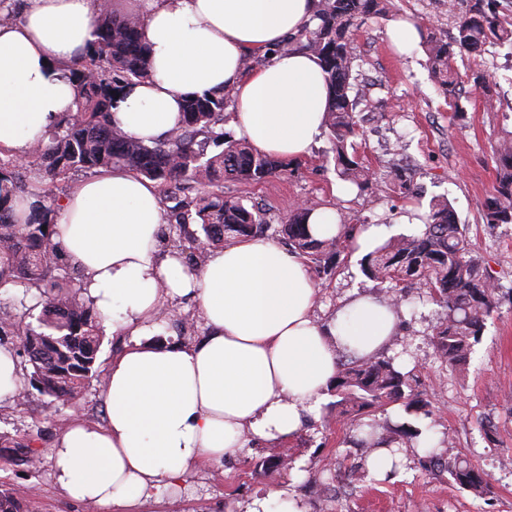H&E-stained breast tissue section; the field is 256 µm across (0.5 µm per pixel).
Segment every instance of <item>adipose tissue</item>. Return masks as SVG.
Instances as JSON below:
<instances>
[{"label":"adipose tissue","instance_id":"obj_1","mask_svg":"<svg viewBox=\"0 0 512 512\" xmlns=\"http://www.w3.org/2000/svg\"><path fill=\"white\" fill-rule=\"evenodd\" d=\"M0 24V147L24 157L76 112V63L95 40L101 0H14ZM317 0H125L142 20L149 79L117 93L110 123L145 143L179 127L187 96L232 89L231 124L255 150L306 159L328 90L308 53L287 48ZM265 65L245 72L249 54ZM153 182L103 168L55 209L52 240L82 275L104 328L128 336L109 368L104 423L77 420L51 450L71 500L128 508L220 468L247 442L287 441L319 418L343 355L368 357L397 336L394 306L350 299L322 320L303 257L271 238H240L190 267L164 244ZM193 300L207 332L165 338L176 302Z\"/></svg>","mask_w":512,"mask_h":512}]
</instances>
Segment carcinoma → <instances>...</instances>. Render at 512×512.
Wrapping results in <instances>:
<instances>
[{"instance_id":"cac0c4a2","label":"carcinoma","mask_w":512,"mask_h":512,"mask_svg":"<svg viewBox=\"0 0 512 512\" xmlns=\"http://www.w3.org/2000/svg\"><path fill=\"white\" fill-rule=\"evenodd\" d=\"M455 10V33L443 39L429 28L416 26L428 56L432 80L460 110L456 56L486 47L512 49V13L490 10L494 0H465ZM391 0H319L315 23L305 25L289 39L313 54L329 89L324 127L341 179L359 191L373 186V174L360 159L353 138L358 135L356 107L366 101L351 95L356 81L355 35L365 21L390 12ZM93 49L74 72L78 83L79 112L64 119L46 145L33 147L23 159L0 148V251L10 256L0 269V286L36 289V305L19 298L0 306V342L16 339L17 356L30 366L28 386L50 398L56 407L71 404L96 377L99 317L81 292L80 272L57 256L50 218L53 206L69 188L71 175L118 167L156 182L170 216L165 239L192 267L202 265L206 248L242 237L280 236L288 249L305 258L311 271L330 279L353 252L352 241L360 225L345 210L337 209L342 234L325 240L308 232L310 215L320 203L311 200L288 212L271 229L267 210L237 196L224 195V182L260 184L286 176L292 163L255 151L247 142L224 136V110L232 102L231 90L193 96L186 101L182 126L160 143L146 144L112 127L108 112L112 96L123 85L149 77L148 48L142 39L141 20L133 14L117 15L103 6L93 20ZM498 170L494 192L482 205L483 223L494 227L512 224V139L495 151ZM42 179L35 205L26 223L17 224L8 207L13 197L28 192V174ZM389 189L403 198L415 196L411 175L402 167L392 172ZM362 273L377 283L389 303L400 306L397 288L425 291L445 309V317L432 337L435 353L454 368L463 367L482 338L486 319L497 309V284L475 254L466 225L457 222L447 201L432 204L426 224L417 234H400L375 247L360 260ZM38 316H33L35 306ZM383 348L369 358L342 362L332 392L330 412L350 422V443L375 450L404 445L419 448L426 463L444 467L463 490L482 497L490 491L489 475L460 456L445 457L447 437L434 435L427 422L432 412L416 392L418 376L404 372ZM399 405L411 421L393 424L370 413ZM0 448L8 449L34 466L38 456L32 438L17 439L0 433ZM0 512H29L13 492L0 487Z\"/></svg>"}]
</instances>
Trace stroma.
Returning <instances> with one entry per match:
<instances>
[{"instance_id":"35a3bbf8","label":"stroma","mask_w":512,"mask_h":512,"mask_svg":"<svg viewBox=\"0 0 512 512\" xmlns=\"http://www.w3.org/2000/svg\"><path fill=\"white\" fill-rule=\"evenodd\" d=\"M413 17L440 34L455 32L448 0H394L392 17L366 21L355 39L360 87L369 100L357 109V142L377 181H385L394 166L410 169L418 199L346 190L324 134L288 176L257 185L228 183L224 190L265 204L274 225L300 202L314 199L344 207L355 223L386 224L392 236L418 231L431 201H450L499 285L498 308L487 319L466 370L458 373L436 357L431 343L442 308L409 290L401 305L404 327L392 353L403 370L420 375L436 427L452 441L450 455L466 457L484 469L492 493L477 498L460 491L447 471L422 469L410 452L386 477H349L351 467L365 466L369 451L354 447L348 425L325 414L288 442L248 446L225 459L223 470L201 469L178 495H162L141 506L140 512H242L249 501L285 488L296 491L306 512H512V468L501 465L504 456H512V224L492 228L481 220V205L497 179L494 149L512 137V57L501 48L457 58L464 114L455 116L429 78L421 45L413 44L403 53L388 38L394 22ZM477 71L486 74L487 91L474 88L471 75ZM377 294L355 253L332 280L321 282L316 314L326 319L350 297ZM82 416L104 418L98 381L91 382L72 407L60 410L35 391L14 402H0V433L36 438L37 466L0 453V486L25 500L31 512H113L68 500L52 477V441L60 427ZM486 419L495 425L490 437L480 428ZM278 458L287 459L288 468L273 467Z\"/></svg>"}]
</instances>
